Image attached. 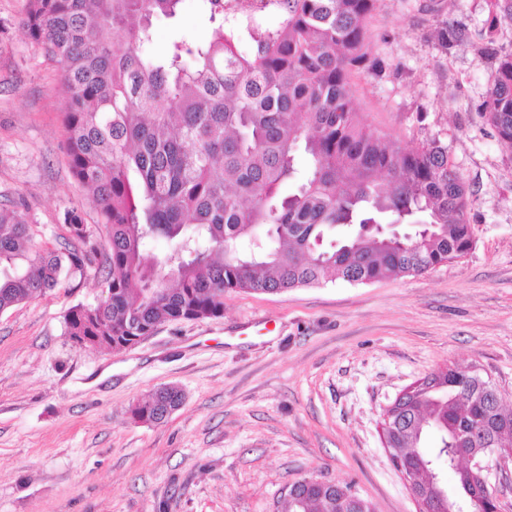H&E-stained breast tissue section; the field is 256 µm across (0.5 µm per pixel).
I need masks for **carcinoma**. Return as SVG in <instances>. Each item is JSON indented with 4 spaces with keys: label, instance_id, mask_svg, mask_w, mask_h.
<instances>
[{
    "label": "carcinoma",
    "instance_id": "1",
    "mask_svg": "<svg viewBox=\"0 0 512 512\" xmlns=\"http://www.w3.org/2000/svg\"><path fill=\"white\" fill-rule=\"evenodd\" d=\"M243 2L201 0L211 37L156 56L152 19L176 16L181 0H30L25 31L62 65L72 172L109 227L104 297L65 316L82 349L119 352L164 321L218 318L226 291L367 284L424 273L473 247L469 190L448 146L434 138L403 150L357 120L349 69L387 74L364 43L377 0H262L279 17L274 27ZM486 3L481 28L445 23L438 41L498 57L482 108L512 150V52L495 49L512 0ZM64 224L71 238L52 249L0 211V311L97 260L82 218L67 212ZM159 240L169 244L161 255ZM182 402L180 389L164 387L131 417L161 422ZM469 427L480 429L472 452L512 448V411L482 397L469 367L448 366L394 418L386 442L422 489L450 473L448 496L464 510L469 478L457 454ZM345 489L313 487L288 512H374Z\"/></svg>",
    "mask_w": 512,
    "mask_h": 512
}]
</instances>
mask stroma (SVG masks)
<instances>
[{
    "label": "stroma",
    "instance_id": "1",
    "mask_svg": "<svg viewBox=\"0 0 512 512\" xmlns=\"http://www.w3.org/2000/svg\"><path fill=\"white\" fill-rule=\"evenodd\" d=\"M0 0V209L61 244L73 211L105 241L74 178L61 65ZM484 0H379L366 22L385 78L349 73L361 123L403 148L437 138L470 185L464 257L370 284L228 292L224 313L167 321L121 352L76 347L65 315L103 296L98 267L0 312V512H283L314 476L354 484L376 512H418L382 436L397 395L444 365L475 367L512 408V150L481 112L495 59L445 52L444 23L480 27ZM213 29L199 0L154 22L153 54ZM161 423L130 408L164 385ZM183 402V394L175 386L157 390L148 399L137 401L130 409L132 419L139 422H161L173 414Z\"/></svg>",
    "mask_w": 512,
    "mask_h": 512
}]
</instances>
